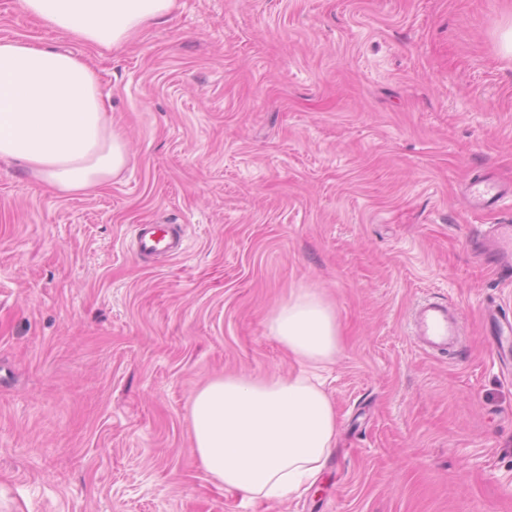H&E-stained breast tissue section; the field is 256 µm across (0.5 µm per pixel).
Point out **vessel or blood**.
Returning <instances> with one entry per match:
<instances>
[{
    "label": "vessel or blood",
    "mask_w": 512,
    "mask_h": 512,
    "mask_svg": "<svg viewBox=\"0 0 512 512\" xmlns=\"http://www.w3.org/2000/svg\"><path fill=\"white\" fill-rule=\"evenodd\" d=\"M499 193V186L483 175L472 182L469 197L478 207L495 200ZM136 243L138 254L143 256L162 253L175 257L182 250L180 234L167 224L138 225ZM479 248L502 275L512 278V224L491 225ZM413 335L419 347L435 357L460 353L463 347L460 322L444 301H427L415 308Z\"/></svg>",
    "instance_id": "vessel-or-blood-1"
}]
</instances>
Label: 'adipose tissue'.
<instances>
[{"mask_svg": "<svg viewBox=\"0 0 512 512\" xmlns=\"http://www.w3.org/2000/svg\"><path fill=\"white\" fill-rule=\"evenodd\" d=\"M19 6L49 30L111 51L167 17L175 0H19ZM0 159L23 162L65 194L94 191L127 167V141L113 128L86 61L30 40H0ZM268 330L300 364L298 373L217 377L194 392L190 406L201 467L252 500L280 499L311 483L339 434L321 376L342 343L332 304L305 289L293 292Z\"/></svg>", "mask_w": 512, "mask_h": 512, "instance_id": "obj_1", "label": "adipose tissue"}]
</instances>
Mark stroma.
<instances>
[{
    "instance_id": "35a3bbf8",
    "label": "stroma",
    "mask_w": 512,
    "mask_h": 512,
    "mask_svg": "<svg viewBox=\"0 0 512 512\" xmlns=\"http://www.w3.org/2000/svg\"><path fill=\"white\" fill-rule=\"evenodd\" d=\"M512 0H176L124 49L0 0V40L95 71L126 169L63 195L0 161V512H512V374L486 309L512 281L473 251L512 222ZM178 225L177 258L138 256ZM300 288L336 310L339 420L316 484L229 492L192 451L191 396L300 366L268 333ZM455 306L453 360L409 333ZM470 189L469 197L475 207H480L482 204L495 200L500 194V187L487 175L475 178ZM137 253L142 256L164 253L176 257L182 250V238L169 224H139L136 229Z\"/></svg>"
}]
</instances>
